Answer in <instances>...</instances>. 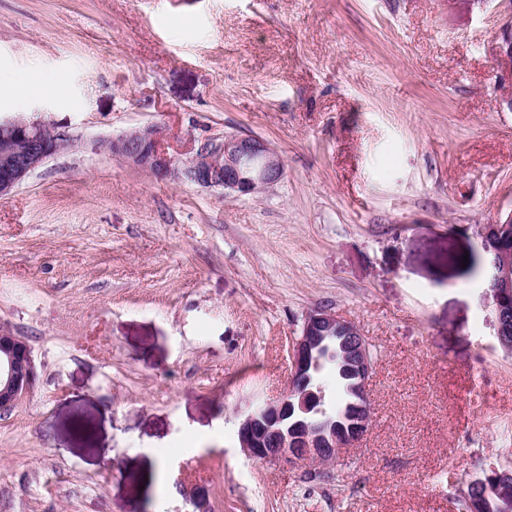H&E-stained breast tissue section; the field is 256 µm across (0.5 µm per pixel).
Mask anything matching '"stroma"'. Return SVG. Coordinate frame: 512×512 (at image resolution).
<instances>
[{
    "mask_svg": "<svg viewBox=\"0 0 512 512\" xmlns=\"http://www.w3.org/2000/svg\"><path fill=\"white\" fill-rule=\"evenodd\" d=\"M493 0H0L15 106L73 148L0 198V325L32 387L0 411V512H458L512 469V354L463 258L512 210ZM172 154L267 140L240 198L162 183L105 142ZM354 322L372 423L333 464L249 459L241 417L288 384L305 316ZM490 395L472 400L475 381ZM50 80L32 81L25 75L14 74L1 77L0 73V91H9L18 102H24L29 97L48 95L52 90Z\"/></svg>",
    "mask_w": 512,
    "mask_h": 512,
    "instance_id": "obj_1",
    "label": "stroma"
}]
</instances>
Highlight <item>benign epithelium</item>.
<instances>
[{
    "mask_svg": "<svg viewBox=\"0 0 512 512\" xmlns=\"http://www.w3.org/2000/svg\"><path fill=\"white\" fill-rule=\"evenodd\" d=\"M499 78L512 83V11L502 27L497 51ZM163 132L146 125L108 141L112 154L149 172L158 181L189 182L203 188L220 187L237 196L254 195L277 184L284 176L281 154L254 136L226 135L207 142L179 159L162 143ZM72 139L45 123L18 113L0 118V197L19 188L51 158L68 151ZM512 223V212L481 229L483 247ZM495 302L496 335L508 334L512 312L504 300L512 295V258L500 256L488 284ZM345 361L356 371L357 387L367 396L372 373L367 341L361 329L336 312L319 308L304 318L292 340L288 388L272 400L251 409L238 428L240 448L252 459L292 467L300 462L326 465L366 435L371 424L370 404L360 406L355 430L338 433L326 414L324 391L317 374L329 362ZM35 381L31 351L26 341L0 327V411L14 406Z\"/></svg>",
    "mask_w": 512,
    "mask_h": 512,
    "instance_id": "7a95c632",
    "label": "benign epithelium"
}]
</instances>
